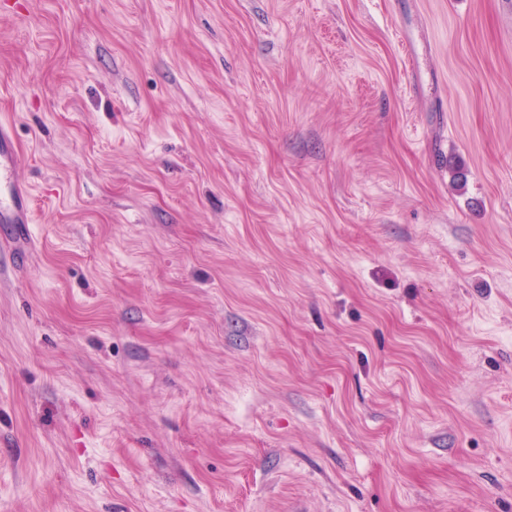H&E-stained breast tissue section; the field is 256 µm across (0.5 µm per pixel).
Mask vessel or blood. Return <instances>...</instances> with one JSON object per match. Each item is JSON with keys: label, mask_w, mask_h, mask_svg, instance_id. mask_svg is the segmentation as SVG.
I'll use <instances>...</instances> for the list:
<instances>
[{"label": "vessel or blood", "mask_w": 512, "mask_h": 512, "mask_svg": "<svg viewBox=\"0 0 512 512\" xmlns=\"http://www.w3.org/2000/svg\"><path fill=\"white\" fill-rule=\"evenodd\" d=\"M20 153L10 124L0 121V223L12 225L15 234L29 237L33 222L31 194L16 172Z\"/></svg>", "instance_id": "obj_1"}]
</instances>
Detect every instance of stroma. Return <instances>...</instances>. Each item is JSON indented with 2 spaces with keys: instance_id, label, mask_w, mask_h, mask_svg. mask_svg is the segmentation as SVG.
<instances>
[{
  "instance_id": "obj_1",
  "label": "stroma",
  "mask_w": 512,
  "mask_h": 512,
  "mask_svg": "<svg viewBox=\"0 0 512 512\" xmlns=\"http://www.w3.org/2000/svg\"><path fill=\"white\" fill-rule=\"evenodd\" d=\"M0 512H512V0H8ZM19 164L20 153L11 125L0 121V223L11 224L14 235L24 237L28 240V246H31V194L16 177Z\"/></svg>"
}]
</instances>
